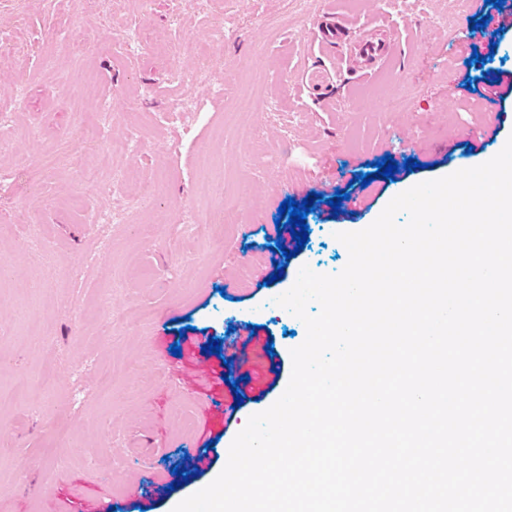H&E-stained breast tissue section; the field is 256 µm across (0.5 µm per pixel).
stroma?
Returning <instances> with one entry per match:
<instances>
[{
	"mask_svg": "<svg viewBox=\"0 0 512 512\" xmlns=\"http://www.w3.org/2000/svg\"><path fill=\"white\" fill-rule=\"evenodd\" d=\"M447 12L448 0H0V512L96 501L171 512L223 470L249 417L284 393L306 337L269 298L302 267L340 272L349 253L336 233L364 230L395 196L485 163L512 137V97L486 100V69L471 60L489 44L471 19L497 8ZM85 26L100 50L59 51ZM125 33L130 50H112ZM367 34L386 58L360 59ZM210 58L221 66L202 71ZM185 74L194 100L179 114ZM243 97L263 109L238 110ZM112 104V123L87 137ZM244 123L260 146L237 137ZM109 143L102 189L80 185L76 163L96 165ZM387 155L393 179L361 187ZM410 157L418 169H403ZM125 170L140 182L106 191ZM144 181L159 188L147 205ZM339 191L355 200L335 210ZM312 192L324 200L306 217L309 241L285 258L278 208ZM222 209L239 219L218 241L207 221ZM247 324L242 367L202 351Z\"/></svg>",
	"mask_w": 512,
	"mask_h": 512,
	"instance_id": "35a3bbf8",
	"label": "stroma"
}]
</instances>
